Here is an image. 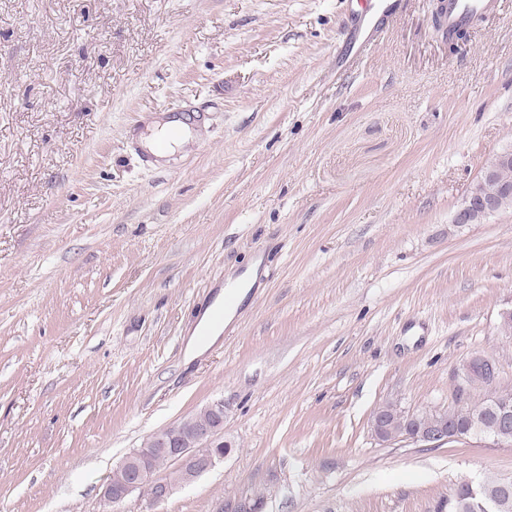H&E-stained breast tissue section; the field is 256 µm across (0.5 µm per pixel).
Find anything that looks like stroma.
Here are the masks:
<instances>
[{
  "label": "stroma",
  "instance_id": "obj_1",
  "mask_svg": "<svg viewBox=\"0 0 512 512\" xmlns=\"http://www.w3.org/2000/svg\"><path fill=\"white\" fill-rule=\"evenodd\" d=\"M174 118L194 140L147 155ZM509 150L512 2L452 52L433 0H0V512H448L512 479V446L370 429L456 408L476 352L512 388V209L454 221ZM217 398L223 463L104 502ZM225 290L216 298L215 302L211 307L207 309L201 318L195 334L190 339L186 356L188 358H194L201 355L208 347L209 344L214 343L220 336L222 330H224V320H230L235 312V306L229 305L225 309L224 305ZM223 305V319H220V309Z\"/></svg>",
  "mask_w": 512,
  "mask_h": 512
}]
</instances>
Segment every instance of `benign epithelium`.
<instances>
[{"label":"benign epithelium","instance_id":"7a95c632","mask_svg":"<svg viewBox=\"0 0 512 512\" xmlns=\"http://www.w3.org/2000/svg\"><path fill=\"white\" fill-rule=\"evenodd\" d=\"M512 207V151L497 155L473 184L456 213V224H478L487 215ZM496 374L495 362L476 353L462 367L458 389L467 394L489 375ZM392 403L380 405L371 420L375 438L390 443L407 431L416 443L441 445L466 441L475 434L460 432L457 414L440 411L430 417L411 413L402 419ZM224 427V400L217 399L194 416L150 436L141 448L127 455L113 469L112 477L103 490V499L116 504L134 491L146 493L150 504L166 501L178 489L193 483L201 474L224 461L231 453V444L220 437ZM166 459L167 473L157 474L154 458ZM474 497L486 501L494 512H512V489L492 487L487 481L470 485L467 496H457L451 503L453 512H465Z\"/></svg>","mask_w":512,"mask_h":512}]
</instances>
